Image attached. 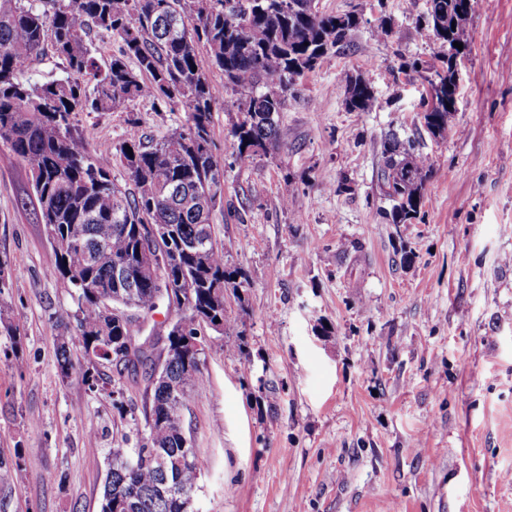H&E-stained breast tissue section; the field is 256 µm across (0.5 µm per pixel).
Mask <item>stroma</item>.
<instances>
[{
	"instance_id": "35a3bbf8",
	"label": "stroma",
	"mask_w": 512,
	"mask_h": 512,
	"mask_svg": "<svg viewBox=\"0 0 512 512\" xmlns=\"http://www.w3.org/2000/svg\"><path fill=\"white\" fill-rule=\"evenodd\" d=\"M315 6L363 22L298 79L276 156L238 161L236 97L214 106L224 203L211 222L246 281L224 291L229 321L205 330L182 412L200 464L192 510L512 512V0H473L459 132L443 139L421 132L428 83L399 70L444 55L419 24L427 0ZM348 73L371 84L373 111L347 110ZM132 114L153 141L187 120L136 100L72 123L109 156ZM392 132L421 133L433 164L410 224L383 216ZM29 192L0 145V512H99L110 448L148 441L147 381L111 363L92 390L61 377L76 304Z\"/></svg>"
}]
</instances>
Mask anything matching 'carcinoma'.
Segmentation results:
<instances>
[{
	"mask_svg": "<svg viewBox=\"0 0 512 512\" xmlns=\"http://www.w3.org/2000/svg\"><path fill=\"white\" fill-rule=\"evenodd\" d=\"M314 0H0V143L25 163L51 246L52 273L77 293L69 319L85 354L111 361L112 345L135 332L121 315L103 307L143 314L157 309V288L140 283L134 265L146 225L162 228V274L172 287L193 288L188 335L228 322L224 289L244 278L224 259L210 216L224 202L216 175L224 164L216 153L213 106L230 90L239 95L243 119L230 129L237 159L278 150V116L295 81L336 52L360 23L358 8L344 14L316 10ZM472 0H429L423 31L432 41L470 39ZM119 42L100 66L90 33ZM50 45L67 76L34 82L30 65ZM206 48L212 66L224 74L213 84L199 66ZM93 88H88V84ZM345 103L370 112L377 103L370 83L345 74ZM434 91L422 119L426 131L443 138L455 130L456 64L446 63L429 81ZM136 99L159 107H181L185 125L146 143L140 118L129 114L126 138L116 154L88 150L91 131L72 128L75 112H113ZM132 153H127V148ZM126 171L134 189L112 179V163ZM432 173L420 144L396 137L384 144L379 173L392 203L391 223L408 224L419 212ZM206 242L200 252L184 245ZM202 350L166 355L164 377L153 381V350L134 353L130 368L146 369L151 399L145 419L150 446L110 449L100 512H191L199 466L182 428V409L200 381ZM63 376L76 365L68 343L57 347Z\"/></svg>",
	"mask_w": 512,
	"mask_h": 512,
	"instance_id": "carcinoma-1",
	"label": "carcinoma"
}]
</instances>
